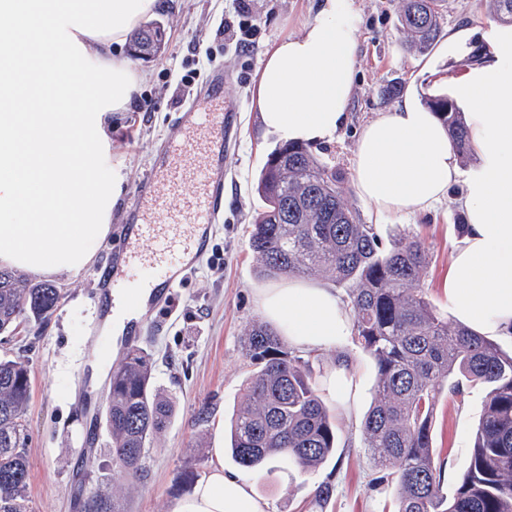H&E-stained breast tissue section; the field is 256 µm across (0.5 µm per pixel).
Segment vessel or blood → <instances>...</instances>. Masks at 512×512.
<instances>
[{"label":"vessel or blood","instance_id":"vessel-or-blood-1","mask_svg":"<svg viewBox=\"0 0 512 512\" xmlns=\"http://www.w3.org/2000/svg\"><path fill=\"white\" fill-rule=\"evenodd\" d=\"M229 109L220 82L178 121L179 132L162 150L153 173L142 184L101 277V304L116 287L130 293L150 290L153 301L167 300L206 251L224 201V147Z\"/></svg>","mask_w":512,"mask_h":512}]
</instances>
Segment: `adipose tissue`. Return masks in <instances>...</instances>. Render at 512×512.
I'll return each mask as SVG.
<instances>
[{"instance_id":"ef3b65f1","label":"adipose tissue","mask_w":512,"mask_h":512,"mask_svg":"<svg viewBox=\"0 0 512 512\" xmlns=\"http://www.w3.org/2000/svg\"><path fill=\"white\" fill-rule=\"evenodd\" d=\"M160 0H0V268L36 276L89 264L111 229L124 177L112 169V113L144 74L124 54ZM51 16L50 39L35 30ZM355 0H320L302 32L266 51L259 120L287 142L332 141L348 121L359 52ZM481 62L449 77L475 158L461 170L449 133L408 103L362 129L352 178L379 215L455 200L465 233L444 287L451 320L483 336L512 331V25L484 30ZM460 196H453L455 185ZM265 320L301 351L336 346L351 317L331 285L291 279L257 289ZM171 512H269L240 478L215 469Z\"/></svg>"}]
</instances>
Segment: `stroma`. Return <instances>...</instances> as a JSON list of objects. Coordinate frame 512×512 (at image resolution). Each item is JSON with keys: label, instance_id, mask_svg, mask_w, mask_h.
I'll list each match as a JSON object with an SVG mask.
<instances>
[{"label": "stroma", "instance_id": "1", "mask_svg": "<svg viewBox=\"0 0 512 512\" xmlns=\"http://www.w3.org/2000/svg\"><path fill=\"white\" fill-rule=\"evenodd\" d=\"M402 0H355L359 54L350 119L336 139L312 150L345 177L350 202L365 223L377 225L383 238L413 231L426 240L431 263L425 291L441 313H448L444 281L448 256L461 237V211L448 203L416 216L381 217L359 197L351 181L356 143L363 126L377 113L403 101L420 102L430 87L444 85L451 74L474 64L485 45L480 32L491 18L484 0H446L443 30L468 26L473 35L460 60L448 58L447 40L439 38L427 53L407 49L398 30ZM259 20L252 50L239 52L224 44V24L236 20L233 0H162L155 15L165 29L161 51L135 60L147 70L135 101L112 116V162L126 176L124 192L112 209L111 231L93 261L80 271L51 277L61 299L48 323L35 334L0 335V356L22 360L32 373V400L26 414V450L30 486L27 512H77L73 467L88 428L87 401L103 402L104 375L121 360L110 337L92 322L99 309L101 286L96 271L104 266L123 236L124 217L138 185L155 164L166 139L175 134L179 112L209 89L213 75L224 80V103L236 114L224 158V209L211 240V252L196 265L169 305H157L142 344L153 361V385L171 399L173 416L151 444L136 481L120 478L109 455L111 440L98 428V444L87 461L86 487L110 486L125 512H170L172 503L192 493L215 467L239 477L271 512H393L392 493L374 488L376 469L363 443L361 422L370 404L374 370L368 356L351 339L314 351L316 377H323L338 356L352 362V390L329 405L340 428L335 456L318 469L301 472L280 460L256 473L221 457L224 431L243 397L251 372L243 354L246 331L262 315L254 291L263 284L249 246L251 226L260 209L256 191L266 156L277 147L273 134L258 120L255 105L264 53L278 40L300 34L314 18L318 0H246ZM211 62L197 68L199 55ZM485 392L464 388L441 393L433 421L435 458L444 471L445 488H454L466 470L469 440L478 423ZM326 487L330 496L319 501Z\"/></svg>", "mask_w": 512, "mask_h": 512}]
</instances>
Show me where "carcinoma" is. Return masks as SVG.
Here are the masks:
<instances>
[{
  "instance_id": "carcinoma-1",
  "label": "carcinoma",
  "mask_w": 512,
  "mask_h": 512,
  "mask_svg": "<svg viewBox=\"0 0 512 512\" xmlns=\"http://www.w3.org/2000/svg\"><path fill=\"white\" fill-rule=\"evenodd\" d=\"M445 0H403L399 30L405 45L427 51L442 32ZM493 18L512 24V0H489ZM158 24L133 35L131 56L157 54ZM449 131L461 158L470 156L462 112L446 95L423 96ZM257 193L262 212L250 248L259 276L321 277L346 290L352 341L376 371L371 407L362 421L364 447L392 488L395 512H512V353L444 316L427 298L431 261L425 239L401 233L385 241L363 222L346 197L343 176L309 147L284 144L265 161ZM60 291L0 269V333L27 322L42 328ZM254 371L229 427L234 461L257 471L273 459L312 471L336 451V416L316 387L312 362L287 350L272 328L254 324L243 340ZM486 390L471 439L470 463L452 492L444 489L433 447L436 401L463 384ZM32 398L28 366L0 358V512H26L29 466L24 416ZM173 415L153 388L152 362L140 348L112 368L105 428L112 462L133 481L146 447ZM78 512H120L110 492L96 486L78 497Z\"/></svg>"
}]
</instances>
